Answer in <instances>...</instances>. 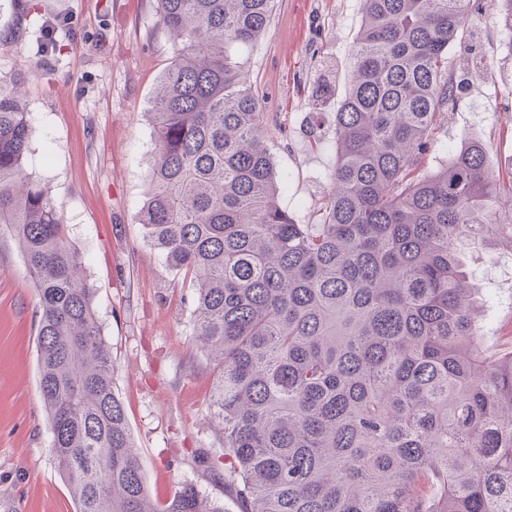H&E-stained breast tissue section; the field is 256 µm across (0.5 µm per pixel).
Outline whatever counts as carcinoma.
<instances>
[{
  "instance_id": "cac0c4a2",
  "label": "carcinoma",
  "mask_w": 512,
  "mask_h": 512,
  "mask_svg": "<svg viewBox=\"0 0 512 512\" xmlns=\"http://www.w3.org/2000/svg\"><path fill=\"white\" fill-rule=\"evenodd\" d=\"M155 2L174 54L149 110L141 224L195 288L240 512H512V355L488 356L457 253L512 240V198L476 141L416 175L459 99L448 47L483 0H362L320 224L279 203L245 57L275 0ZM492 13L512 32V0ZM31 136L21 94L0 86V238L35 288L39 388L75 512H224L190 484L148 495L83 258L23 170Z\"/></svg>"
}]
</instances>
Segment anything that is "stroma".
<instances>
[{
    "label": "stroma",
    "instance_id": "stroma-1",
    "mask_svg": "<svg viewBox=\"0 0 512 512\" xmlns=\"http://www.w3.org/2000/svg\"><path fill=\"white\" fill-rule=\"evenodd\" d=\"M52 20L62 26L48 40ZM360 22V0H277L269 29L249 52L266 144L287 178L279 202L300 224L321 220L335 162L331 128L348 92ZM465 28L448 61L468 83L421 169L436 170L475 140L507 188L512 35L488 12L471 15ZM172 56L153 0H0V86L21 88L32 125L24 169L50 187L83 257L146 488L163 502L191 483L222 501L224 512H240L223 467L199 461L223 449L208 410L212 375L192 336L195 290L140 222L155 153L149 100ZM502 255H465L487 299L479 322L496 357L512 351V281L493 270ZM38 320L21 254L0 240V512H74L50 451Z\"/></svg>",
    "mask_w": 512,
    "mask_h": 512
}]
</instances>
